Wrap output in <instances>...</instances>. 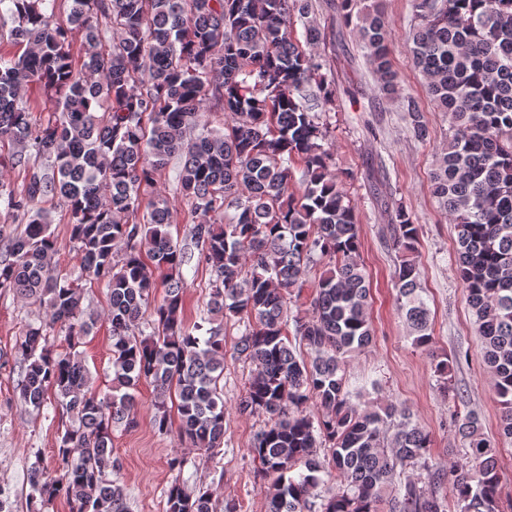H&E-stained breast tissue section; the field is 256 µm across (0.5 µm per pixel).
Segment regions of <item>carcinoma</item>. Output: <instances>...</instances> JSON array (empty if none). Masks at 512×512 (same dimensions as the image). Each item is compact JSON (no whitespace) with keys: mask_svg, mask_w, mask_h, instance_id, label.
I'll return each instance as SVG.
<instances>
[{"mask_svg":"<svg viewBox=\"0 0 512 512\" xmlns=\"http://www.w3.org/2000/svg\"><path fill=\"white\" fill-rule=\"evenodd\" d=\"M4 1L0 36L21 53L0 56V167L25 178L19 187L0 179V204L25 229L4 243L0 288L46 306L48 316L26 324L15 347L22 402L72 420L57 440L55 469H30L31 512H49L61 496L69 512H128L112 479V430L134 425L129 390L142 381L154 387L158 433L172 431L174 398L178 437L206 454L223 448V324L200 336L201 326L183 320V269L194 260L212 273L203 321L245 322L234 349L251 375L238 410L268 416L250 449L260 472L275 476L268 512H447L448 485L453 512H500L495 440L475 415L451 414L466 462L443 471L408 408L352 402L361 390L350 389L344 357L374 340L370 285L345 172L311 114L336 101L335 81L314 51L321 32L312 0H67L65 26L55 21L57 0ZM337 8L357 33L378 92L406 113L411 136L427 141L423 113L399 93L379 2L339 0ZM413 9V64L451 119L433 194L455 224L456 272L500 399L501 436L512 438V0H413ZM32 85L52 114L45 123L31 121ZM208 104L231 116L224 131L187 139ZM175 155L176 191L202 217L184 243L172 235L169 198L153 190ZM48 202L66 207L81 270L75 280L54 262L61 244ZM417 237L418 225L396 206L397 309L413 345L428 350ZM317 265L325 270L311 313L288 318L290 290ZM154 270L164 295L153 304ZM87 282L107 288L112 388L127 389L121 395L101 393L76 351L97 322L82 307ZM150 306L152 332L135 331ZM60 334L64 353L49 346ZM462 357L434 365L459 402L465 396L454 391L451 370ZM330 483L336 491L322 495ZM164 497L165 512H215L209 491L177 477Z\"/></svg>","mask_w":512,"mask_h":512,"instance_id":"1","label":"carcinoma"}]
</instances>
